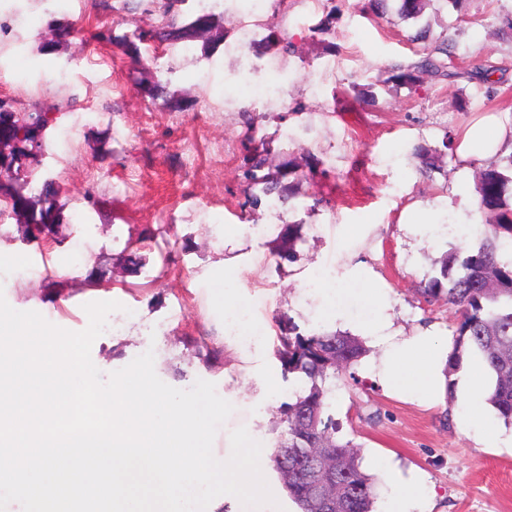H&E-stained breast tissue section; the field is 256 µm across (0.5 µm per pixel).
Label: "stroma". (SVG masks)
Returning a JSON list of instances; mask_svg holds the SVG:
<instances>
[{"label": "stroma", "instance_id": "35a3bbf8", "mask_svg": "<svg viewBox=\"0 0 512 512\" xmlns=\"http://www.w3.org/2000/svg\"><path fill=\"white\" fill-rule=\"evenodd\" d=\"M251 0H184L187 18L212 17L224 38L174 46L118 36L152 28L151 0H0V98L19 112H46L43 151L24 171L54 179L57 206L69 237L16 241L14 216L0 220V294L18 311H35L74 332L84 329L87 303L114 300L92 359L111 356L112 370L153 352L159 377L179 389L205 380L223 389L232 377L242 390L222 433L245 427L264 448L281 433L278 411L304 387L283 378L274 355L275 318L285 314L306 332L327 329L315 312L295 309L298 292L264 251L262 277H246L241 301L251 312L256 341L231 358L213 299L224 273L211 264L224 234L267 223L266 204L244 205L242 158L248 136L270 141L275 162L293 161L288 198L279 218L302 227L298 258L321 255L340 263L352 242L373 268L405 335L434 326L452 337L457 312L427 302L420 289L440 272L450 249L469 240L436 232L416 240L398 221L412 203L433 209L434 221H478L473 187L482 162L442 152L444 136L489 115L512 124V0H426L418 17L401 15L397 0L368 18L352 0H266L289 52L271 49L267 35L243 39ZM428 27L447 39L449 63L466 71L494 66L495 97L479 81L428 83L386 92L393 61L414 57L409 35ZM282 59L274 73L266 62ZM162 95H149L152 86ZM379 95L380 107L361 109L354 86ZM258 117L248 127L244 113ZM77 146L67 148L64 133ZM437 149L435 170L419 148ZM318 161L309 173L307 158ZM152 238L143 240V228ZM139 239L144 266L125 272L128 240ZM66 269L56 292L45 286L46 265ZM122 340L121 351L108 345ZM338 436L360 446L362 469L380 494L389 491L384 462L403 479L424 478L430 512H512V447L483 448L439 418L446 403L424 407L389 395L370 380L341 375L333 385Z\"/></svg>", "mask_w": 512, "mask_h": 512}]
</instances>
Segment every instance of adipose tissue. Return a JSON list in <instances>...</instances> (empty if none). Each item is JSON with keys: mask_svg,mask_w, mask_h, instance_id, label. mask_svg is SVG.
I'll use <instances>...</instances> for the list:
<instances>
[{"mask_svg": "<svg viewBox=\"0 0 512 512\" xmlns=\"http://www.w3.org/2000/svg\"><path fill=\"white\" fill-rule=\"evenodd\" d=\"M455 151L465 161L502 151L512 153V126L493 118L471 125L456 140ZM246 245V236L242 233L224 239L227 256L219 262L224 271L220 305L228 319L236 318L242 311L235 289L242 273L257 268V253L247 250ZM308 270L310 287L305 294L324 298L328 319H346L347 309L353 304L367 307L368 312L359 327L364 337L383 346L379 361L369 363L366 368L373 381L385 391L421 405L435 404L446 396L445 376L437 363L438 337L423 329L414 336L397 339L387 313L389 303L366 262L350 257L338 271L317 260ZM486 373L484 364L465 363L456 381L463 396L454 399L450 413L458 430L477 445L494 448L503 444L504 438L492 416L484 411L490 395L485 385Z\"/></svg>", "mask_w": 512, "mask_h": 512, "instance_id": "obj_1", "label": "adipose tissue"}]
</instances>
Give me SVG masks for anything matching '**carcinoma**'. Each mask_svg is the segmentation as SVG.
<instances>
[{
    "mask_svg": "<svg viewBox=\"0 0 512 512\" xmlns=\"http://www.w3.org/2000/svg\"><path fill=\"white\" fill-rule=\"evenodd\" d=\"M180 0H166L160 7V22L151 38L176 44L192 40L203 32L208 40L218 41L223 34L208 22L187 20L174 11ZM413 44L423 45V57L410 64L389 66L390 80L397 87L413 88L429 79L435 82L478 79L487 84V94H496L490 81L492 70L480 65L470 71H457L448 65V40L429 41L428 30L409 36ZM24 120L4 109L0 101V138L15 141L8 155L0 153V198L12 200L15 215L24 217L19 225L20 240L38 242L66 239L58 224V189L34 172L24 176L16 187L21 167L17 163L29 155L27 137L20 136ZM271 147L263 140L246 146L243 179L246 203L258 205L252 193L256 187L273 201L285 200L284 180L292 173L291 161L277 165L270 159ZM477 212L487 218V232L466 257L448 251L441 263L440 276L420 289L429 301L444 300L457 307L459 321L449 364H460L462 352L472 347L487 361L495 378L490 404L507 424H512V261L500 260L502 242L512 241V155L480 169L476 183ZM301 225L286 224L280 234L275 255L281 261L295 258L293 243ZM280 335L275 349L283 377L302 374L306 388L293 403L280 407L284 429L273 448L272 462L288 496L299 512H320L318 491L324 489L336 498L335 512H374L377 490L372 478L361 470L360 449L351 441L336 437V419L329 413L332 387L327 381L336 373L357 364L365 348L355 337L340 332L305 334L286 315L276 318Z\"/></svg>",
    "mask_w": 512,
    "mask_h": 512,
    "instance_id": "carcinoma-1",
    "label": "carcinoma"
}]
</instances>
